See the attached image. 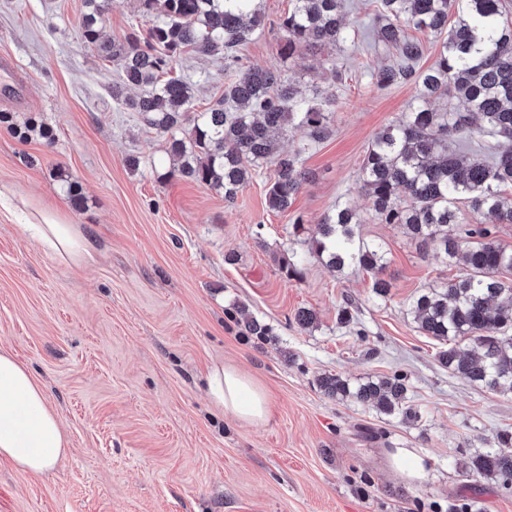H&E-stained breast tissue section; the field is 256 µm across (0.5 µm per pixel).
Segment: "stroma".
Returning <instances> with one entry per match:
<instances>
[{
	"label": "stroma",
	"instance_id": "1",
	"mask_svg": "<svg viewBox=\"0 0 512 512\" xmlns=\"http://www.w3.org/2000/svg\"><path fill=\"white\" fill-rule=\"evenodd\" d=\"M288 3L264 0L267 27L241 47L242 62L281 70L306 92L332 90L336 106L330 135L302 156L311 180L289 211L274 212L266 169L231 203L158 179L165 141L113 99L116 65L80 37L84 0H0V55L16 61L28 92L21 108L0 101V348L43 388L69 441L43 475L0 462V512H512V488L462 468L512 431V396L448 373L436 359L443 343L405 311L412 294L457 270L379 223L360 179L371 141L417 90L371 86L375 70L398 62L377 38L373 0H345L350 37L336 51L284 61L277 23ZM176 69L196 82L199 111L230 76L216 56L187 55ZM344 202L388 253L386 299L354 267L339 274L308 258L301 278L281 270ZM54 211L98 240L94 265L22 232ZM347 301L357 319L343 324ZM303 308L317 316L306 330L295 323ZM243 311L269 335H243ZM221 364L266 391L264 423L241 425L209 403L207 372ZM395 373L419 421L336 401L318 382ZM394 448L425 457L420 487L390 470Z\"/></svg>",
	"mask_w": 512,
	"mask_h": 512
}]
</instances>
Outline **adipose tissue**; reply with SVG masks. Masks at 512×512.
Here are the masks:
<instances>
[{"label": "adipose tissue", "instance_id": "ef3b65f1", "mask_svg": "<svg viewBox=\"0 0 512 512\" xmlns=\"http://www.w3.org/2000/svg\"><path fill=\"white\" fill-rule=\"evenodd\" d=\"M28 230L61 258L84 266L95 261V240L56 215H44L42 223L29 225ZM208 394L214 406L233 420L258 425L267 418L265 391L236 369L212 367ZM67 448L59 418L26 366L10 352L0 350V460L41 475L55 467Z\"/></svg>", "mask_w": 512, "mask_h": 512}]
</instances>
